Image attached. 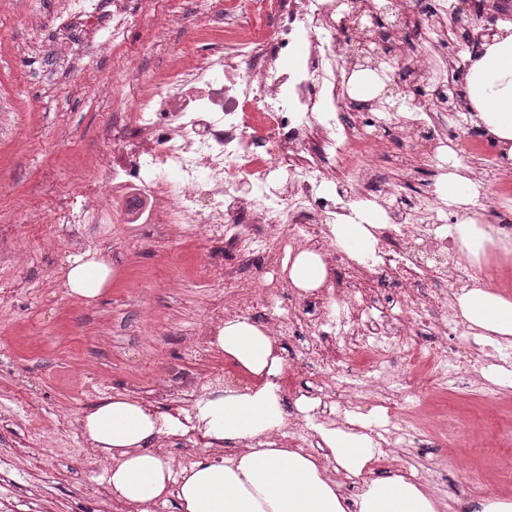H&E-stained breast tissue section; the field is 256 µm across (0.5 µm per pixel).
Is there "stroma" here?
<instances>
[{
  "mask_svg": "<svg viewBox=\"0 0 512 512\" xmlns=\"http://www.w3.org/2000/svg\"><path fill=\"white\" fill-rule=\"evenodd\" d=\"M124 2L126 26L97 24L74 37L63 57L55 50L58 32L80 28L97 0H83V17L47 23L32 15L30 0H0V96L16 109L8 117L10 138L0 140V283L12 290L10 304L0 307V458L9 464L0 482L18 497L44 496L52 512H110L102 494L106 468L77 431L100 399L147 392L152 375L170 363L203 376L231 365L219 350L187 338L217 295L197 278L196 261L205 248L223 253L222 242L177 238L155 224H119L95 239L82 226L40 231L17 208L92 174L101 128L122 108L111 79L121 55L132 54L143 72H160L173 61L185 26L205 20L191 14L161 29L156 13L179 0ZM79 239L95 240L112 261L109 290L91 303L64 284ZM145 326L152 335H140ZM401 396L431 412L448 409L477 433L496 431L480 396L469 391L429 399L405 387ZM469 454L442 443L401 448L394 469L446 473L456 487L449 512H467L477 499Z\"/></svg>",
  "mask_w": 512,
  "mask_h": 512,
  "instance_id": "stroma-1",
  "label": "stroma"
}]
</instances>
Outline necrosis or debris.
Returning a JSON list of instances; mask_svg holds the SVG:
<instances>
[{"label":"necrosis or debris","instance_id":"necrosis-or-debris-1","mask_svg":"<svg viewBox=\"0 0 512 512\" xmlns=\"http://www.w3.org/2000/svg\"><path fill=\"white\" fill-rule=\"evenodd\" d=\"M419 0H216L206 38L191 35L184 64L160 77L133 76L127 109L103 133L92 178L77 181L43 206L58 227L166 224L192 227L223 240V263L205 255L197 268L223 284L191 337L211 344L225 320L261 325L272 338L297 336L291 360L315 376L322 401L314 419L293 412L275 439L308 453L318 448L316 425L342 426L336 404L355 413L385 414L374 436L391 452L428 439L456 437L463 425L444 415L430 422L410 414L396 384L425 394L481 389L484 374L512 367V337L490 346L462 320V289L490 284L512 289V264L473 262L449 224L472 218L491 232V252L512 250V167L490 137L473 141L459 160L473 201L449 205L439 183L448 177V149L461 126L466 97L457 75L462 42L445 40L448 16L469 12L470 27L486 22L476 0H434L424 23L412 24ZM376 11L401 18L397 29L372 25V43H402L388 66L360 64L348 19ZM365 68L373 86L396 81L410 93L399 113L381 95H352ZM434 166L425 188L410 192L424 158ZM383 213L374 251L357 260L337 247L332 226L352 204ZM318 254L327 266L313 290L292 285L290 257ZM399 310L372 317L383 289ZM286 312H276L279 302ZM349 347L339 356L337 341ZM203 378L184 366L155 376L150 393L189 410Z\"/></svg>","mask_w":512,"mask_h":512}]
</instances>
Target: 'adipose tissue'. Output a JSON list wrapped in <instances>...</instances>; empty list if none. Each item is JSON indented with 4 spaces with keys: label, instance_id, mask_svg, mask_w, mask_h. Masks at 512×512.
Here are the masks:
<instances>
[{
    "label": "adipose tissue",
    "instance_id": "obj_1",
    "mask_svg": "<svg viewBox=\"0 0 512 512\" xmlns=\"http://www.w3.org/2000/svg\"><path fill=\"white\" fill-rule=\"evenodd\" d=\"M471 65L468 93L473 122L500 141L512 159V22ZM383 216L361 206L353 218L334 225L336 244L359 257L374 241L371 229ZM112 271L101 250L74 256L65 285L71 294L92 301L104 291ZM458 307L464 321L481 338L495 344L512 337V299L487 287L463 292ZM216 347L255 377L252 392L205 398L196 406V428L217 443H239L280 430L286 420L275 382L283 360L273 342L254 325L227 321ZM359 430L325 429L320 433L326 455L286 448H252L221 460L203 459L173 471L167 457L153 449L161 436L185 433L180 415L159 413L144 403L116 394L101 399L84 415L82 433L89 445L110 461L106 489L132 512H154L176 498L180 512H437L435 502L402 474L366 482L363 492L348 499L324 474L325 458L350 475L362 476L383 454L362 419Z\"/></svg>",
    "mask_w": 512,
    "mask_h": 512
}]
</instances>
